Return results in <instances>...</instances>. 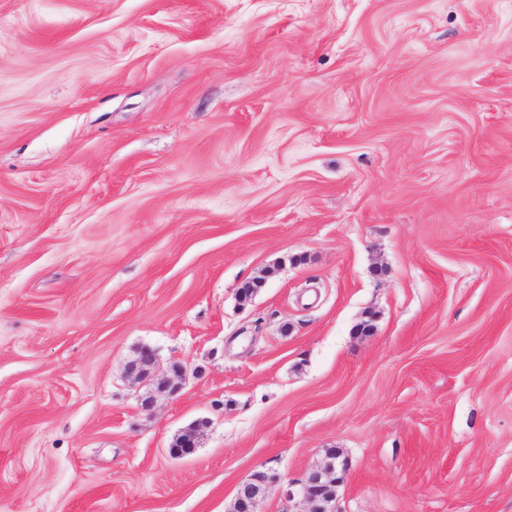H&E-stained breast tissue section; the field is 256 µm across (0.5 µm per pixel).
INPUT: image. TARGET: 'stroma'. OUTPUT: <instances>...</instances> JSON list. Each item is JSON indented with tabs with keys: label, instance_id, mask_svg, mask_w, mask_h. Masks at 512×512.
Segmentation results:
<instances>
[{
	"label": "stroma",
	"instance_id": "stroma-1",
	"mask_svg": "<svg viewBox=\"0 0 512 512\" xmlns=\"http://www.w3.org/2000/svg\"><path fill=\"white\" fill-rule=\"evenodd\" d=\"M332 448L337 512H512V0H0V512Z\"/></svg>",
	"mask_w": 512,
	"mask_h": 512
}]
</instances>
